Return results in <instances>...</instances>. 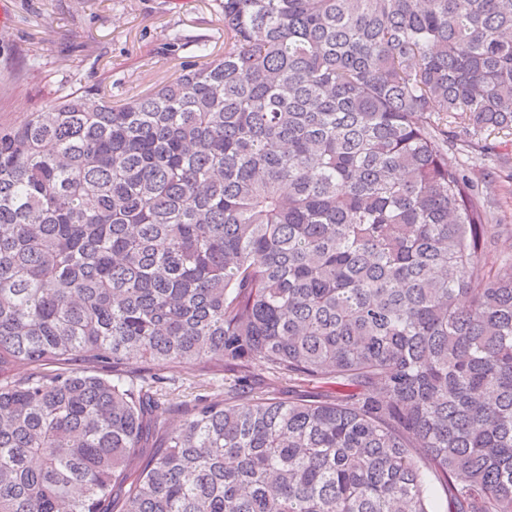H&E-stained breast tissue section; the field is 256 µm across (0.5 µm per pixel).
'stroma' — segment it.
I'll use <instances>...</instances> for the list:
<instances>
[{"mask_svg": "<svg viewBox=\"0 0 512 512\" xmlns=\"http://www.w3.org/2000/svg\"><path fill=\"white\" fill-rule=\"evenodd\" d=\"M0 120L24 121L70 88L121 104L177 76L196 44L224 54V15L215 0H0ZM490 152L460 154L505 235L484 254L492 272L512 269V134L488 138ZM160 398L183 414L223 393L224 377L157 366Z\"/></svg>", "mask_w": 512, "mask_h": 512, "instance_id": "obj_1", "label": "stroma"}]
</instances>
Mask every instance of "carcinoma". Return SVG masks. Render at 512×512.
I'll list each match as a JSON object with an SVG mask.
<instances>
[{"label":"carcinoma","instance_id":"1","mask_svg":"<svg viewBox=\"0 0 512 512\" xmlns=\"http://www.w3.org/2000/svg\"><path fill=\"white\" fill-rule=\"evenodd\" d=\"M217 5L224 57L0 123V512H512V273L449 156L512 131V0ZM159 363L224 395L174 424Z\"/></svg>","mask_w":512,"mask_h":512}]
</instances>
